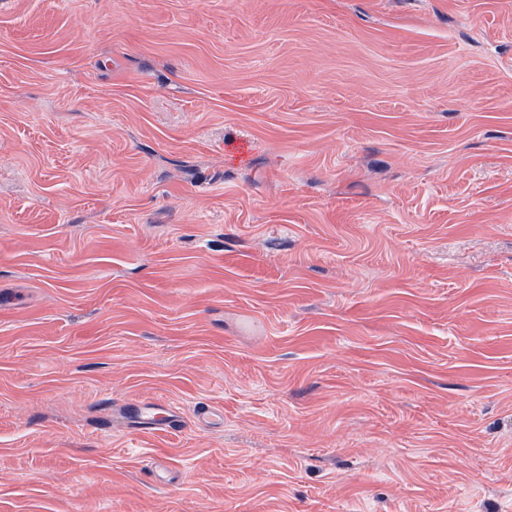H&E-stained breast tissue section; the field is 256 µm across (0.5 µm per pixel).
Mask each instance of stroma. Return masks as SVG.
<instances>
[{
	"label": "stroma",
	"instance_id": "1",
	"mask_svg": "<svg viewBox=\"0 0 512 512\" xmlns=\"http://www.w3.org/2000/svg\"><path fill=\"white\" fill-rule=\"evenodd\" d=\"M0 512H512V0H0ZM124 417L131 425H144V428L158 431H176L182 426L180 416L174 410L155 404H130Z\"/></svg>",
	"mask_w": 512,
	"mask_h": 512
}]
</instances>
